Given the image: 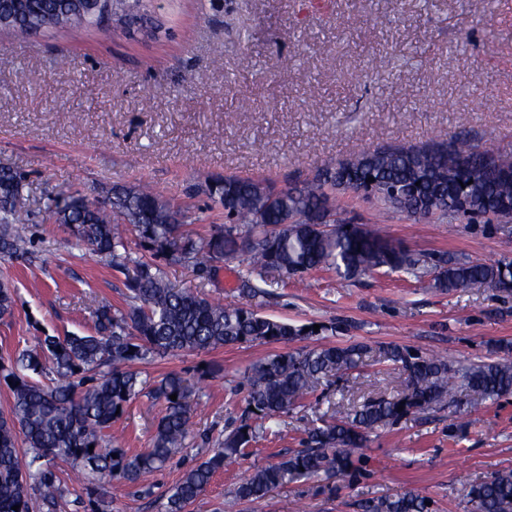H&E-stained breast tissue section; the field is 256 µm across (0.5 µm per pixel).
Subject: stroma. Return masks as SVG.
<instances>
[{
	"mask_svg": "<svg viewBox=\"0 0 512 512\" xmlns=\"http://www.w3.org/2000/svg\"><path fill=\"white\" fill-rule=\"evenodd\" d=\"M147 25L110 34L53 30L15 40L0 32V166L25 175L35 217L26 254L0 257V282L16 292L0 321V356L38 338L90 334L92 302L124 307L125 278L49 219L48 198L105 196L115 183L149 182L163 198L203 211L190 234L224 221L207 183L224 175L265 178L284 189L360 148L465 137L512 156V0H147ZM335 219L366 225L415 253L455 260L512 261V224L413 220L352 193L332 202ZM241 259L209 281L165 264L169 281L226 304L298 325L321 338L243 343L210 353L174 352L139 369L200 377L192 405L197 433L151 491L124 480L84 484L62 466L57 512H158L182 473L211 455L246 407L245 373L269 354L324 340L366 348L359 367L321 385L282 416L279 436L225 463L186 512H361L366 500L419 494L433 512H470V484L512 469V394L473 405L415 410L371 436L353 480L283 483L264 499H236L256 467L301 447L304 429L329 407L350 408L403 392L406 373L382 359L400 345L447 358L454 369L499 359L512 344V295L486 285L442 292L431 277L376 270L347 280L312 272L251 297L238 286ZM164 404L142 397L112 424V444L147 448Z\"/></svg>",
	"mask_w": 512,
	"mask_h": 512,
	"instance_id": "35a3bbf8",
	"label": "stroma"
}]
</instances>
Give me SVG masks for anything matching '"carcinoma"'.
Instances as JSON below:
<instances>
[{
  "mask_svg": "<svg viewBox=\"0 0 512 512\" xmlns=\"http://www.w3.org/2000/svg\"><path fill=\"white\" fill-rule=\"evenodd\" d=\"M107 15L90 3L74 0H0V28L18 38L48 29L101 26L140 0H105ZM374 181L369 182L367 178ZM24 177L0 166V254L12 256L29 242L30 214L20 204ZM352 191L418 218H512V158L481 148L464 137L419 147L363 148L328 165L302 184L276 190L263 180L227 175L206 185L212 205L224 209V223L205 234L180 231L204 218L182 209L140 184H114L109 203L96 206L81 195L49 199L46 211L69 226L79 244L125 276L126 308L101 303L91 317L95 333L47 336L40 349L15 358L0 357V381L9 385L12 402L0 416V512H32V500L54 512L63 495L56 465L70 464L83 475L86 490L119 478L145 482L164 469L194 438L189 399L193 390L182 375L170 372L153 385L132 365L176 351L209 353L239 343L304 340L321 332L270 318L244 306L225 305L176 288L156 259L182 263L209 278L239 250L238 226L250 227L248 258L240 287L265 295L255 275L276 271L288 278L315 270H334L349 279L376 269L403 271L420 279L437 270L432 287L452 291L486 284L512 295V262H460L445 254L409 251L362 224L336 222L325 208L335 193ZM122 218L153 257L131 258L115 224ZM14 292L0 282V319L11 316ZM365 346L322 343L313 348L273 353L247 373V406L239 424L217 442L212 454L185 470L171 488L162 512H184L206 490L224 461L245 453L275 434L283 414L303 406L322 381L357 369ZM383 359L407 374L406 391L378 398L344 418L321 415L304 430L303 448L256 467L235 488L236 498L258 501L288 479H350L366 461L364 450L378 428L398 422L413 410L441 403L464 391L472 399L495 401L512 393V361H480L453 370L438 356H423L389 345ZM177 395L171 400V395ZM145 396L165 403L149 447L134 453L108 447L107 430L116 411ZM403 410H398V407ZM27 451L20 452L19 444ZM94 449H89V446ZM470 512H512V470L505 469L469 486ZM427 498L407 494L361 504L362 512H432ZM19 509L12 510V507Z\"/></svg>",
  "mask_w": 512,
  "mask_h": 512,
  "instance_id": "cac0c4a2",
  "label": "carcinoma"
}]
</instances>
